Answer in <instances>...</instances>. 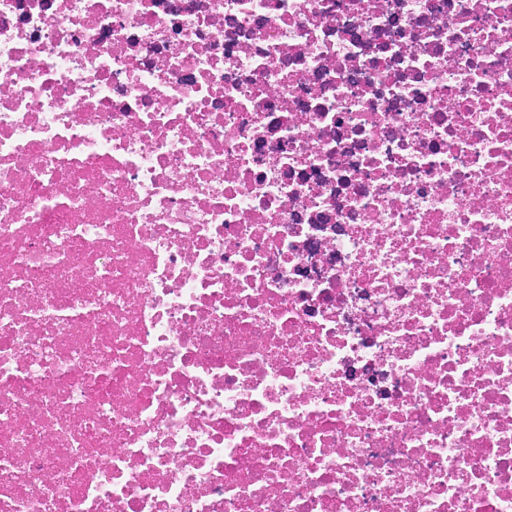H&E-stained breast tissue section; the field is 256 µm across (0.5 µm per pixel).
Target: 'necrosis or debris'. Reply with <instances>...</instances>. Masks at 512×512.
<instances>
[{
	"mask_svg": "<svg viewBox=\"0 0 512 512\" xmlns=\"http://www.w3.org/2000/svg\"><path fill=\"white\" fill-rule=\"evenodd\" d=\"M0 512H512V0H0Z\"/></svg>",
	"mask_w": 512,
	"mask_h": 512,
	"instance_id": "necrosis-or-debris-1",
	"label": "necrosis or debris"
}]
</instances>
